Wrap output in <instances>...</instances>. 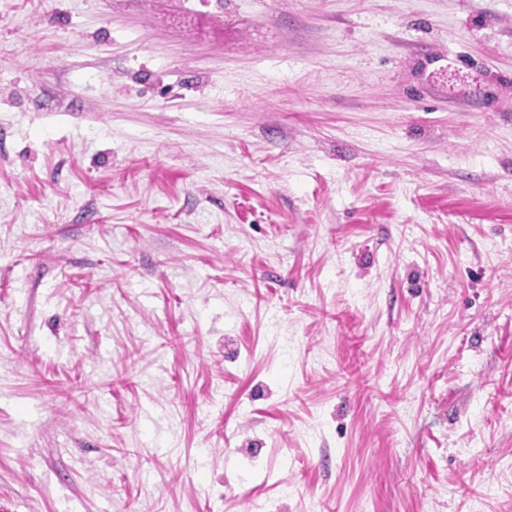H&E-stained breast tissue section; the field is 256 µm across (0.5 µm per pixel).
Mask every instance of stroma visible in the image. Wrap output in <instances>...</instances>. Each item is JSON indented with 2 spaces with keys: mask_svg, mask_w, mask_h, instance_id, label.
I'll use <instances>...</instances> for the list:
<instances>
[{
  "mask_svg": "<svg viewBox=\"0 0 512 512\" xmlns=\"http://www.w3.org/2000/svg\"><path fill=\"white\" fill-rule=\"evenodd\" d=\"M0 512H512V0H0Z\"/></svg>",
  "mask_w": 512,
  "mask_h": 512,
  "instance_id": "35a3bbf8",
  "label": "stroma"
}]
</instances>
